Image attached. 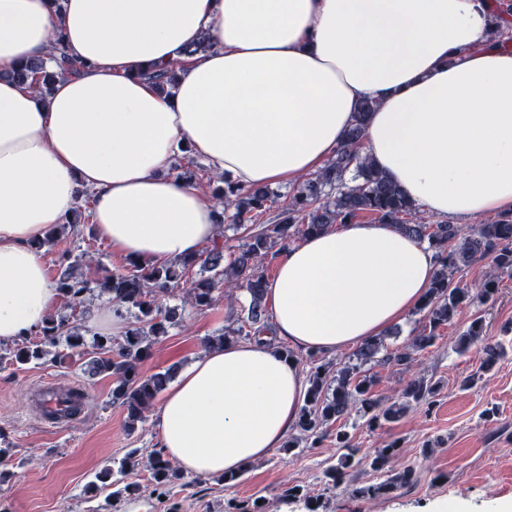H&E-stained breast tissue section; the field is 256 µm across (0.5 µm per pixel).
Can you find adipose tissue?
I'll return each mask as SVG.
<instances>
[{
  "instance_id": "ef3b65f1",
  "label": "adipose tissue",
  "mask_w": 512,
  "mask_h": 512,
  "mask_svg": "<svg viewBox=\"0 0 512 512\" xmlns=\"http://www.w3.org/2000/svg\"><path fill=\"white\" fill-rule=\"evenodd\" d=\"M490 0H0V343L37 330L55 292L33 249L82 197L113 253L164 265L220 241L216 202L171 175L183 150L264 187L332 158L361 100L363 153L427 214L512 211V47ZM79 72L49 96L9 79L49 57ZM207 35L171 94L139 67ZM432 249L386 224H340L277 259V336L332 353L382 336L420 302ZM296 359L257 343L206 350L169 387L168 459L215 476L270 455L304 399Z\"/></svg>"
}]
</instances>
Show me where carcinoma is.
Returning a JSON list of instances; mask_svg holds the SVG:
<instances>
[{"label": "carcinoma", "mask_w": 512, "mask_h": 512, "mask_svg": "<svg viewBox=\"0 0 512 512\" xmlns=\"http://www.w3.org/2000/svg\"><path fill=\"white\" fill-rule=\"evenodd\" d=\"M74 70V64L65 55L61 34H55L53 54L49 61L42 59L25 63L11 73L20 83H29L39 93L46 95L57 76ZM181 73V62L150 64L139 70L158 89L175 86ZM375 103L361 101L354 113L344 142L325 166L305 178L281 203L277 222L261 224L259 217L277 203L280 194L268 187L247 188L225 178L224 189L215 200L224 206L223 223L241 234V243L234 248L216 244L190 257L163 266H144L133 259L119 270H103L102 276L90 284L75 275L85 254L64 250L59 256L56 290L71 309L69 314L49 316L36 331L39 342L24 341L10 353L11 362L27 364L50 354V348L65 345L72 353L84 358L85 371L92 375L108 374L113 377L112 401L120 403L127 412V426L133 430L145 420L158 395L172 378V371L145 374L140 365L151 356L155 340L167 335L168 328L183 321L191 308L205 310L216 300L215 292L227 288L246 293L248 305L224 326V333L217 340L207 338V347L222 345L240 338L273 344L275 339L272 322L265 310L268 276L265 262L274 247L286 250L301 237L324 232L335 224H345L361 213H371L382 224L411 237L435 251L439 269L416 314L424 326L411 336L406 344L394 351L388 350L382 338L363 343L344 362L327 360L318 353L307 354L310 365L308 387L295 427L304 440L315 445L327 435L329 427L345 421L351 414L365 420L366 427L375 430L399 420L413 403L434 402L440 391L439 383L425 377L410 379L399 399L388 404L373 394L376 374L374 368L394 364L409 368L411 356L408 348L423 350L439 338L438 331L453 323L456 315L491 297L499 278L512 276V216H503L486 224L465 226L428 221L412 222L410 217L418 212L417 204L403 189L377 170L368 157L361 153L363 134L368 116ZM75 222L67 217L65 222L52 228L47 236L35 244V249L53 243ZM488 258L491 271L475 288L453 284V274L469 266L474 260ZM200 266L207 275L193 281L181 304L168 306L162 298L169 296L186 278L189 270ZM98 288L111 298L112 303L124 312L134 315L135 325L128 330L120 343L101 336L96 339L94 351L85 350L82 327L76 324V308L83 296ZM503 330V338L489 340L483 336V320L474 318L457 344V351L465 352L475 343H481L480 368L488 370L512 347V338ZM336 442L344 449L337 462L329 466L324 475L335 487L344 483L349 471L362 463L357 450L350 444V434L343 428L336 429ZM399 444L392 442L380 448L369 459L378 480L353 489L360 498L374 499L390 494L403 486L419 481L413 466L396 471L389 466ZM135 467L133 456L128 455L116 468H106L97 476L102 486L112 485V495L132 496L139 492V485L127 481ZM151 478L158 484H168L181 479V473L167 459L163 449L152 453Z\"/></svg>", "instance_id": "obj_1"}]
</instances>
